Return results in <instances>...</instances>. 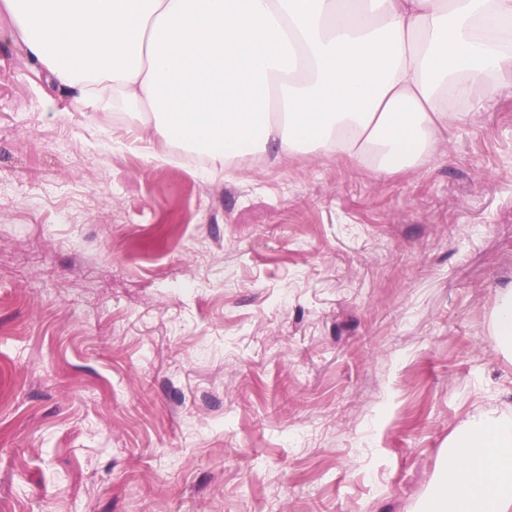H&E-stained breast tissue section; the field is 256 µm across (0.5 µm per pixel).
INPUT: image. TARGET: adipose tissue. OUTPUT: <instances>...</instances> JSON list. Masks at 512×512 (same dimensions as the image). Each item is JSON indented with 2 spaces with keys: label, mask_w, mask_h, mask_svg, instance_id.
Returning a JSON list of instances; mask_svg holds the SVG:
<instances>
[{
  "label": "adipose tissue",
  "mask_w": 512,
  "mask_h": 512,
  "mask_svg": "<svg viewBox=\"0 0 512 512\" xmlns=\"http://www.w3.org/2000/svg\"><path fill=\"white\" fill-rule=\"evenodd\" d=\"M0 5L75 111L118 106L215 165L336 154L396 174L512 76V0ZM421 512H512L511 417L458 424Z\"/></svg>",
  "instance_id": "adipose-tissue-1"
}]
</instances>
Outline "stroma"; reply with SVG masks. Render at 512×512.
<instances>
[{"label": "stroma", "mask_w": 512, "mask_h": 512, "mask_svg": "<svg viewBox=\"0 0 512 512\" xmlns=\"http://www.w3.org/2000/svg\"><path fill=\"white\" fill-rule=\"evenodd\" d=\"M0 12V512H416L512 415V85L428 164L149 162ZM512 287L503 290L491 312L492 335L497 349L504 354L512 353Z\"/></svg>", "instance_id": "stroma-1"}]
</instances>
